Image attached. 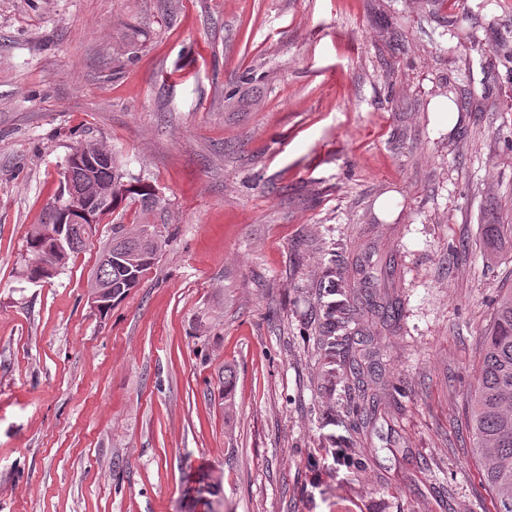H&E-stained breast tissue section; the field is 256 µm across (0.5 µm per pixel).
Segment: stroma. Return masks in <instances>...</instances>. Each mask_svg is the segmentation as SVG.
<instances>
[{"instance_id":"obj_1","label":"stroma","mask_w":512,"mask_h":512,"mask_svg":"<svg viewBox=\"0 0 512 512\" xmlns=\"http://www.w3.org/2000/svg\"><path fill=\"white\" fill-rule=\"evenodd\" d=\"M87 140L156 190L122 223L167 240L104 317L109 225L20 273ZM487 224L512 225V0H0V512H491L466 399L512 252ZM319 300L382 365L358 434ZM484 235L488 246L492 249H512V225L487 224L484 225Z\"/></svg>"}]
</instances>
